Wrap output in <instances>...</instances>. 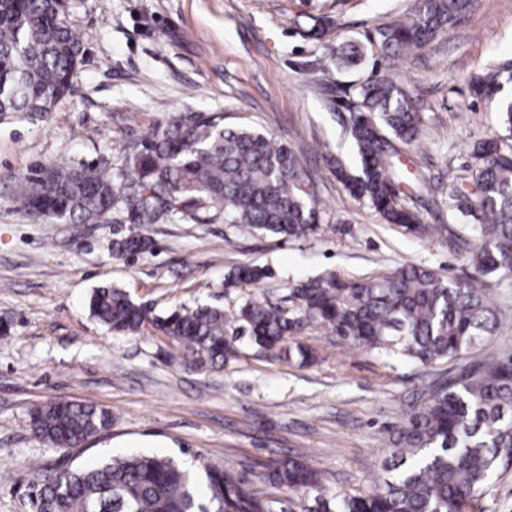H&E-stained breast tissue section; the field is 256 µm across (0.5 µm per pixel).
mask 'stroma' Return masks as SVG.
I'll list each match as a JSON object with an SVG mask.
<instances>
[{
    "label": "stroma",
    "mask_w": 512,
    "mask_h": 512,
    "mask_svg": "<svg viewBox=\"0 0 512 512\" xmlns=\"http://www.w3.org/2000/svg\"><path fill=\"white\" fill-rule=\"evenodd\" d=\"M414 0H70L69 21L84 62L75 90L43 117H0V512H26L14 488L31 460L87 465L126 454L171 457L194 471L213 465L275 512H308L314 494L272 485L284 457L304 460L330 491H366L388 435L420 404L430 383L481 360L482 351L429 366L339 342L310 326L289 337L314 359L271 360L241 341L238 360L212 371L186 366L153 330L116 336L92 318L94 288L125 289L155 313L195 304L233 312L250 297L293 312L291 289L336 276L359 280L405 264L469 276L464 220L449 197L474 183V143L498 130L494 103L474 99L469 80L512 58V0H474L447 36L405 55L394 75L423 101L426 131L401 156L402 198L437 234L382 223L351 197L337 165L357 156L337 90L369 66L344 71L329 46L361 40L408 13ZM335 21L320 41L309 17ZM220 112L228 125L271 133L296 151L321 215L318 235L282 242L224 222L152 224V251L120 258L109 224H56L20 199L51 160L117 162L167 113ZM268 267L257 283L228 288L241 263ZM94 404L111 426L81 448H58L32 432L29 412L50 401Z\"/></svg>",
    "instance_id": "obj_1"
}]
</instances>
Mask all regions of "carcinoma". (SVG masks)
Returning <instances> with one entry per match:
<instances>
[{
    "instance_id": "carcinoma-1",
    "label": "carcinoma",
    "mask_w": 512,
    "mask_h": 512,
    "mask_svg": "<svg viewBox=\"0 0 512 512\" xmlns=\"http://www.w3.org/2000/svg\"><path fill=\"white\" fill-rule=\"evenodd\" d=\"M473 0H416L412 13L376 29L363 41L336 45L338 68L372 61V75L336 108L349 113L348 128L358 172L344 166L336 176L349 194L388 224L425 232L419 215L396 192L401 176L394 158L397 141L415 146L425 123L405 85L383 74L400 58L449 29ZM68 0H0V115L50 112L73 92L83 46L66 20ZM307 33L319 39L332 28L327 15L312 17ZM512 83V61L476 76L475 98L492 99ZM501 136L472 153L474 203L456 209L470 218L477 245L472 276L444 278L434 270L405 265L362 281L335 277L293 289L296 313L246 299L234 321L210 305L174 309L163 315L134 302L120 288L102 287L89 299L90 315L114 335L149 326L165 336L186 363L220 370L237 359L243 337L267 357H290L284 340L307 325L329 328L341 341L396 353L418 364L451 360L483 346L498 329L491 275L512 274V98L498 103ZM298 155L273 136L250 127L226 126L208 112H170L164 122L129 147L119 164L53 161L28 180L22 207L63 224H161L181 220L213 224L224 220L245 231L284 240L315 235L320 212L301 189ZM153 241L141 232H120L113 253L138 255ZM265 267L243 264L224 277L227 288L257 282ZM33 433L50 446H77L111 425L95 405L62 401L36 407ZM387 454L363 494L331 493L320 472L285 459L268 472L270 483L317 492L311 512H466L485 493L491 477L512 467V354H493L432 390L394 434ZM31 512H274L272 502L246 491L219 467L198 475L158 455L112 458L94 466H40L26 488Z\"/></svg>"
}]
</instances>
